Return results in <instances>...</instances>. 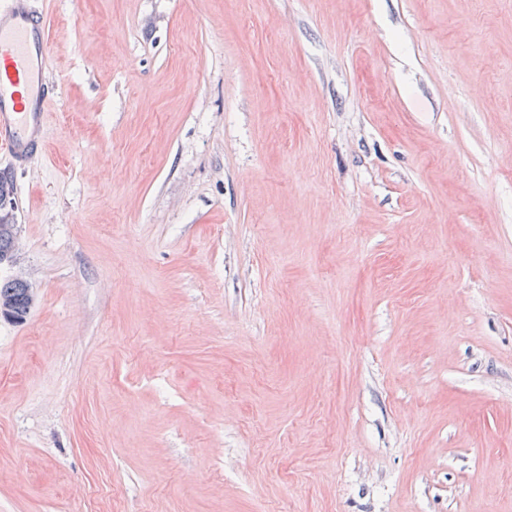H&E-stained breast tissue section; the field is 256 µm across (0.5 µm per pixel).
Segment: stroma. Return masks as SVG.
<instances>
[{
	"mask_svg": "<svg viewBox=\"0 0 512 512\" xmlns=\"http://www.w3.org/2000/svg\"><path fill=\"white\" fill-rule=\"evenodd\" d=\"M35 6L0 512H512V0ZM19 282L23 283L26 288L20 286L13 278L0 279V297L6 298L14 307L16 312L15 319L24 320V316L29 309L30 295L28 283L21 279L16 278Z\"/></svg>",
	"mask_w": 512,
	"mask_h": 512,
	"instance_id": "obj_1",
	"label": "stroma"
}]
</instances>
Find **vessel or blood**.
Masks as SVG:
<instances>
[{
	"mask_svg": "<svg viewBox=\"0 0 512 512\" xmlns=\"http://www.w3.org/2000/svg\"><path fill=\"white\" fill-rule=\"evenodd\" d=\"M48 54L46 21L30 0H0V150L19 166L41 157L47 109L60 93Z\"/></svg>",
	"mask_w": 512,
	"mask_h": 512,
	"instance_id": "vessel-or-blood-1",
	"label": "vessel or blood"
}]
</instances>
